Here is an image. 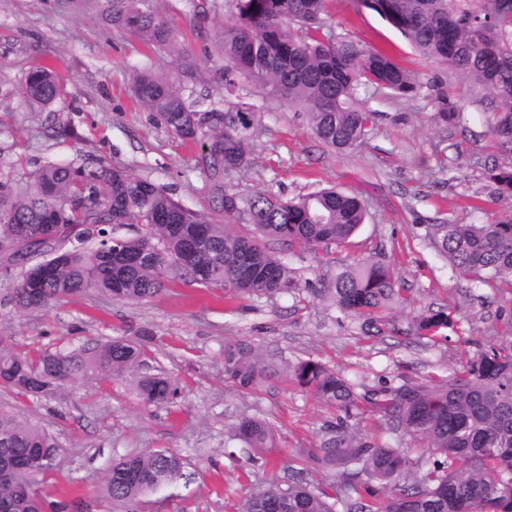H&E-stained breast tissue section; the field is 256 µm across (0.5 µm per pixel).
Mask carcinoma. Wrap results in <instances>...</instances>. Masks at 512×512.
I'll use <instances>...</instances> for the list:
<instances>
[{"mask_svg":"<svg viewBox=\"0 0 512 512\" xmlns=\"http://www.w3.org/2000/svg\"><path fill=\"white\" fill-rule=\"evenodd\" d=\"M143 0H96L116 27L160 52L179 57L168 18L142 8ZM330 0H231L224 24V89L233 94L245 79L268 95L305 111L325 146L362 145L375 113L358 97L362 87L399 97L417 94L411 73L388 54L323 33ZM406 36L424 55L448 63L486 94L485 122L494 147L512 156V0H357ZM66 94L60 74L42 64L23 91L32 106L48 109ZM134 99L183 143L199 149L196 167L224 214L216 221L191 210L149 177L88 159L79 165L48 162L24 177L0 170V255L7 265L29 268L56 251L53 272L31 291L21 279L12 291L20 310L50 308L93 291L119 302L142 303L166 282L179 279L236 297H272L295 290L284 255L295 249L343 248L367 217L361 199L334 187L305 196L241 192L226 180L250 162L255 105L239 95L224 107L207 105L185 86L151 69L132 79ZM436 117L453 125L461 114L437 98ZM490 193L512 197V162L488 171ZM243 221L251 232L239 233ZM55 226V236L40 230ZM127 224L139 225L128 237ZM425 237L450 260L458 276L512 288V215L487 224H427ZM326 297L363 336H384L410 298L404 281L383 260L368 256L336 270ZM457 323L441 308L410 329L431 341L448 339ZM147 330L137 340L117 336L71 351L22 355L0 343V387L32 398L56 396L83 376L131 379L146 406L176 402L179 388L153 372ZM277 372L275 351L245 338L224 345V376L251 390ZM292 383L336 409L319 442L299 450L300 465L284 480L247 492L241 512H512V344H487L476 359L438 379L356 383L322 362L287 367ZM367 406L378 416L369 432L353 422ZM231 437L256 464L276 448L273 425L245 415ZM54 448L53 458L44 449ZM54 436L0 405V470L20 462L26 486L0 482V501L11 512H68L35 489L61 455ZM184 477L183 457L168 448L112 457L104 492L125 512H140L143 499Z\"/></svg>","mask_w":512,"mask_h":512,"instance_id":"cac0c4a2","label":"carcinoma"}]
</instances>
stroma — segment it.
I'll return each mask as SVG.
<instances>
[{
	"label": "stroma",
	"instance_id": "1",
	"mask_svg": "<svg viewBox=\"0 0 512 512\" xmlns=\"http://www.w3.org/2000/svg\"><path fill=\"white\" fill-rule=\"evenodd\" d=\"M170 18L179 45L197 67L196 92L223 104L216 80L224 67L218 45L231 15L228 0H145ZM327 33L391 55L420 89L409 99L372 88L359 97L375 112L373 130L358 150L340 152L311 132L303 109L280 104L242 83L257 104L254 151L231 186L301 196L334 185L358 195L367 222L330 257L304 249L288 256L298 285L330 277L337 265L374 253L390 263L411 297L387 335H358L328 299L283 294L233 298L180 280L145 303H121L94 292L39 311L10 301L12 281L0 278V341L19 352L75 349L115 336L152 332L155 366L180 389L170 407L145 406L130 381L82 378L64 399L9 396L22 416L54 435L63 452L39 485L50 501L81 500L82 512H113L103 492L113 456L154 448L179 452L185 479L147 498L142 512H239L246 491L283 478L297 451L317 443L335 412L287 377L240 392L224 380L225 343L247 337L278 349L284 361L312 358L368 384L446 374L476 357L489 339L512 342L499 318L512 293L460 279L423 237L427 224H485L512 214V197L490 195L486 170L503 163L470 81L448 64L422 57L412 43L358 0H331ZM55 60L66 95L38 110L21 95L29 72ZM178 61L155 53L112 25L92 6L60 7L57 0H0V156L20 153L30 168L97 157L170 187L188 208L209 218L222 213L195 166L194 147L155 123L131 95L135 70L169 71ZM460 112L456 126L435 118L437 92ZM447 308L458 329L429 343L410 326L430 309ZM244 414L275 426L272 464L234 461L224 440Z\"/></svg>",
	"mask_w": 512,
	"mask_h": 512
}]
</instances>
